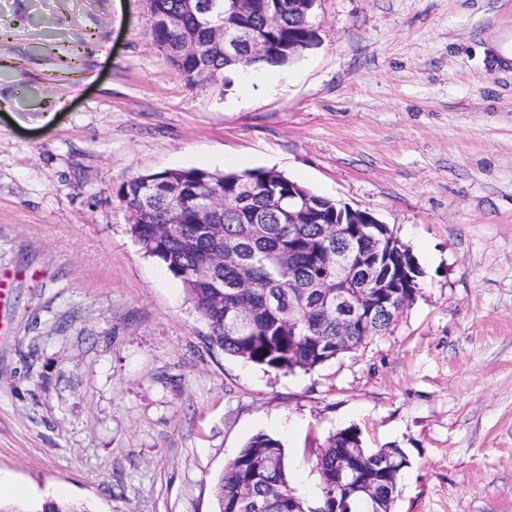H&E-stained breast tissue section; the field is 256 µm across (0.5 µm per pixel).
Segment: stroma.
I'll return each mask as SVG.
<instances>
[{"label":"stroma","instance_id":"stroma-1","mask_svg":"<svg viewBox=\"0 0 512 512\" xmlns=\"http://www.w3.org/2000/svg\"><path fill=\"white\" fill-rule=\"evenodd\" d=\"M142 0H0V472L90 512H215L254 436L317 503L314 448L409 466L394 512H512V0H316L285 66L188 84ZM51 123H43L45 113ZM274 169L372 213L419 292L313 370L224 353L120 187Z\"/></svg>","mask_w":512,"mask_h":512}]
</instances>
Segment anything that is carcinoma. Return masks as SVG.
I'll return each instance as SVG.
<instances>
[{"mask_svg":"<svg viewBox=\"0 0 512 512\" xmlns=\"http://www.w3.org/2000/svg\"><path fill=\"white\" fill-rule=\"evenodd\" d=\"M209 0H155L154 11L175 16L179 27L162 24L150 28L155 43L178 45L194 41L198 54L169 56L172 69L188 83L198 65L206 67L211 78L243 68L285 66L291 61L284 49H301L314 44V31L301 16L280 0L276 19L266 11V0H252L248 11L235 16L236 24L264 36L267 55L249 59L245 55L226 56L210 48L212 33L203 9ZM156 184L155 200L145 215L147 223L134 224L132 235L144 253L156 259L183 284L196 312L210 330V340L224 353L285 373L312 370L336 358V315L326 310L324 298L334 286V273L324 265V256L336 249V236L328 226L340 220L342 209L336 203L314 194L305 186L275 169H253L224 174L188 168L151 173ZM257 187L250 195L241 194V185ZM142 179L124 183L119 196L129 209H140ZM309 195L316 200L315 220L310 224L288 223V198ZM211 196L224 199V211L215 223L224 228L218 234L211 225L195 223L198 202ZM252 240V266L243 272L232 262H216L214 256L229 255L239 239ZM209 267L210 280L192 277L199 266ZM224 288H215L213 283ZM239 309L251 312L244 328L235 322ZM360 448L356 470L373 477L377 485L375 505L393 509L399 496V476L408 467L400 448L369 451L362 447L358 433L344 429L330 435L317 449L315 468L320 479V499L314 506L297 499L296 510L306 512H370L365 492L336 498V469ZM292 487L279 439L258 434L224 468L216 487V512H289ZM41 512H89L82 503H45Z\"/></svg>","mask_w":512,"mask_h":512,"instance_id":"1","label":"carcinoma"}]
</instances>
